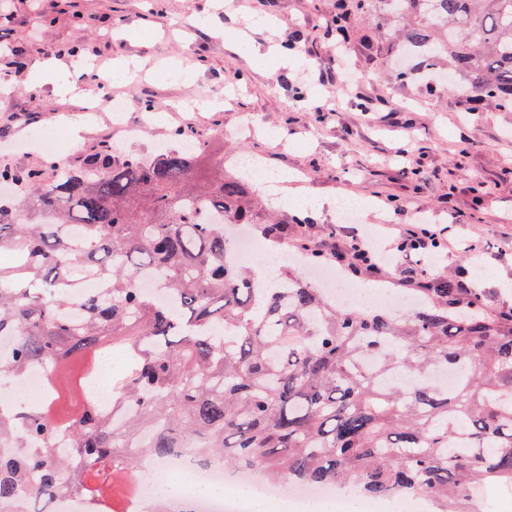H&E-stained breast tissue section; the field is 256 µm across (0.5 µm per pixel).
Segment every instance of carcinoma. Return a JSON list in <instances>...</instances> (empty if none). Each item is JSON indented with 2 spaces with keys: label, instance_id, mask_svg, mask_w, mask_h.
<instances>
[{
  "label": "carcinoma",
  "instance_id": "1",
  "mask_svg": "<svg viewBox=\"0 0 512 512\" xmlns=\"http://www.w3.org/2000/svg\"><path fill=\"white\" fill-rule=\"evenodd\" d=\"M378 0H336L328 29L340 47L352 13ZM406 44L448 56L457 92L512 110V0H404ZM0 387L32 366L60 373L71 360L119 352L116 401L133 410L115 427L96 401L69 412L70 447L35 410L0 404V504L31 491L51 501L93 494L116 466L139 472L191 440L271 481L339 485L397 501L424 494L433 512H485L472 489L512 486V308L487 310L476 288L448 276L418 289L406 318L339 310L290 270L255 288L232 261L226 224L254 223L242 176L212 160L162 148L99 149L75 163L0 164ZM159 272L163 296L137 288ZM97 275L107 295L77 291ZM372 355L371 369L361 366ZM460 371L439 386L434 374ZM418 377L411 389L386 383Z\"/></svg>",
  "mask_w": 512,
  "mask_h": 512
}]
</instances>
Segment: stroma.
I'll return each mask as SVG.
<instances>
[{
  "label": "stroma",
  "instance_id": "35a3bbf8",
  "mask_svg": "<svg viewBox=\"0 0 512 512\" xmlns=\"http://www.w3.org/2000/svg\"><path fill=\"white\" fill-rule=\"evenodd\" d=\"M336 0H10L0 13V75L12 87L0 97V163L32 166L42 155L18 142L81 113L80 95L59 97L32 74L46 56L93 61L113 76L126 121L144 105L158 116L138 151L167 142L168 111L194 106L200 140L224 154L225 173L246 154L268 172L285 168L295 192H262L273 217H294L287 240L254 237L268 252L299 238L332 242L337 235H375L388 245L400 225L423 219L447 231L450 249L436 251L443 270L480 289L486 308L512 307V261L476 264L463 251L477 240L493 253L512 241V111H468L456 90L428 92L413 57H399L395 27L382 12L352 15V38L337 53L326 29ZM403 59L411 76L398 81ZM253 130H246V123ZM223 128V139L212 137ZM123 145L108 110L65 139L64 157L97 148L104 136ZM367 200L358 222L336 226L338 199ZM397 260L379 273L344 272L346 283L378 285L415 296Z\"/></svg>",
  "mask_w": 512,
  "mask_h": 512
}]
</instances>
